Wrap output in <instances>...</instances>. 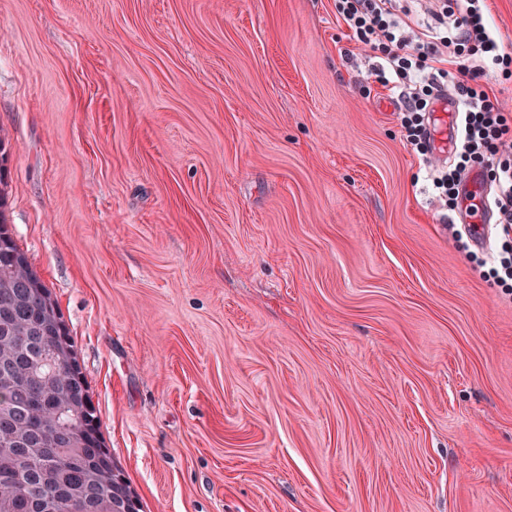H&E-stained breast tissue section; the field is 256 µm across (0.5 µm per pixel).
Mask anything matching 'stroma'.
I'll list each match as a JSON object with an SVG mask.
<instances>
[{
  "mask_svg": "<svg viewBox=\"0 0 512 512\" xmlns=\"http://www.w3.org/2000/svg\"><path fill=\"white\" fill-rule=\"evenodd\" d=\"M336 0H0L9 227L144 512H512V299Z\"/></svg>",
  "mask_w": 512,
  "mask_h": 512,
  "instance_id": "1",
  "label": "stroma"
}]
</instances>
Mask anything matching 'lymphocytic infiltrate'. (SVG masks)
<instances>
[{
  "label": "lymphocytic infiltrate",
  "mask_w": 512,
  "mask_h": 512,
  "mask_svg": "<svg viewBox=\"0 0 512 512\" xmlns=\"http://www.w3.org/2000/svg\"><path fill=\"white\" fill-rule=\"evenodd\" d=\"M394 0H336V10L357 43L377 52L378 74L391 78L399 101L400 133L419 155L430 151V114L446 89L458 99L456 150L462 162L440 167L433 186L441 201L457 208L465 163L484 165L495 187L494 208L499 232L487 272L504 294L512 296V118L490 99L480 78L484 61L504 63L499 44L488 29L484 0H461L455 39L416 27L399 17ZM468 48L461 59L460 48Z\"/></svg>",
  "instance_id": "lymphocytic-infiltrate-1"
}]
</instances>
